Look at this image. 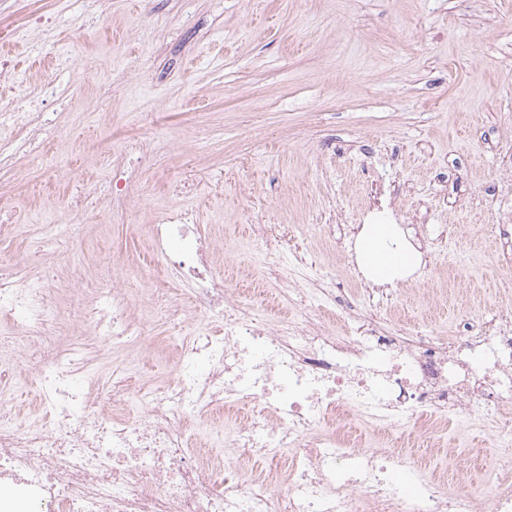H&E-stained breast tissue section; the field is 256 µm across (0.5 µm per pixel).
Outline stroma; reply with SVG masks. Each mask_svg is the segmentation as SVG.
<instances>
[{
    "mask_svg": "<svg viewBox=\"0 0 512 512\" xmlns=\"http://www.w3.org/2000/svg\"><path fill=\"white\" fill-rule=\"evenodd\" d=\"M111 23L84 12L80 0H32L21 20L19 0H0V51L13 58L0 96L29 93L57 79L75 96L40 101L68 132L25 161L22 175L0 173V191L28 217L61 213L69 192L52 177L69 161L83 177L104 184L113 157L105 138L139 134L142 113H156L170 135L156 139L141 163V188L129 223L112 221L107 194L68 246L30 249L26 239H0V250L27 265L62 268L56 306L72 309L69 285L108 284L104 269L156 264L144 223L161 207L186 201L172 181L196 178L193 199L202 235L219 248L218 272L228 288L253 297L274 293L251 242L242 210L285 214L296 245L342 301L369 309L379 331L457 335L461 319L512 306V281L496 272L495 223L512 197V172L500 148L512 145V0H110ZM123 61L115 82L96 72L109 47ZM410 196H380V162ZM394 214L426 212L425 223L403 221L410 241L430 239L418 270L384 285L391 307L367 308L364 274L354 254L357 219L372 204ZM346 225L340 240L314 223ZM189 317L176 332L152 323L147 340L124 348L93 342L96 375L113 368L148 387L177 376V348L200 327ZM407 457L443 472V491L464 472L472 487H488L512 471V459L489 440L486 426L447 419L423 433L418 422L399 431Z\"/></svg>",
    "mask_w": 512,
    "mask_h": 512,
    "instance_id": "stroma-1",
    "label": "stroma"
}]
</instances>
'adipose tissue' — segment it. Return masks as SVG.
Returning <instances> with one entry per match:
<instances>
[{"label": "adipose tissue", "mask_w": 512, "mask_h": 512, "mask_svg": "<svg viewBox=\"0 0 512 512\" xmlns=\"http://www.w3.org/2000/svg\"><path fill=\"white\" fill-rule=\"evenodd\" d=\"M356 259L370 278L391 283L411 273L421 262L420 252L408 243L399 225H363L355 243Z\"/></svg>", "instance_id": "ef3b65f1"}]
</instances>
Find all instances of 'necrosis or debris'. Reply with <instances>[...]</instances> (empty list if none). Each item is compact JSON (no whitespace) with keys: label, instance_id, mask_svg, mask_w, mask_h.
<instances>
[{"label":"necrosis or debris","instance_id":"4bbe7bcc","mask_svg":"<svg viewBox=\"0 0 512 512\" xmlns=\"http://www.w3.org/2000/svg\"><path fill=\"white\" fill-rule=\"evenodd\" d=\"M22 134L0 136V168H10L42 143L66 134L45 126L24 95L0 108V123ZM150 133L111 145L112 221L120 224L140 184L131 158L147 155ZM86 184L66 204L68 218L45 225L62 241L91 211ZM153 252L160 270L140 269L153 314L181 330L187 312L202 330L179 349L176 379L141 394V415L121 407L128 377L105 385L93 376L91 349L49 344L65 319L54 307V274L0 253V322L16 340L0 341V483L10 489L6 512H481L464 485L443 492L421 463L397 449L365 448L354 421L395 431L413 419L460 417L496 409L491 442L512 451V308L488 320H467L442 345L427 336H380L368 324L333 332L319 318L278 322L257 317L251 304L215 274L211 242L192 211L153 216ZM285 224H254L271 280L287 284L280 263ZM184 286L172 296L166 283ZM130 292L112 284L82 310L78 326L113 342L145 335ZM38 382L48 421L18 422L11 393L16 381ZM246 408L223 454L192 448L190 420ZM287 492H279L280 469Z\"/></svg>","mask_w":512,"mask_h":512}]
</instances>
